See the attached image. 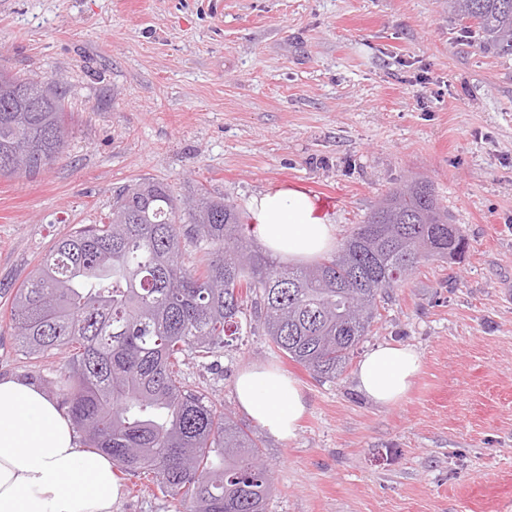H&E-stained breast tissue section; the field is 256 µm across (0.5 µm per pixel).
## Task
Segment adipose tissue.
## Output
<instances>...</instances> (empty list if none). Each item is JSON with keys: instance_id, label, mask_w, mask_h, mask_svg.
Wrapping results in <instances>:
<instances>
[{"instance_id": "obj_1", "label": "adipose tissue", "mask_w": 512, "mask_h": 512, "mask_svg": "<svg viewBox=\"0 0 512 512\" xmlns=\"http://www.w3.org/2000/svg\"><path fill=\"white\" fill-rule=\"evenodd\" d=\"M248 211L274 258L305 262L336 244L328 216L298 187L267 189ZM420 368L415 349L381 344L361 358L357 387L376 404H395ZM236 393L240 407L280 439L295 435L307 411L303 389L272 366L242 370ZM120 489L111 456L83 444L65 407L29 379L0 376V512H116Z\"/></svg>"}]
</instances>
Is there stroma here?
<instances>
[{"label": "stroma", "instance_id": "1", "mask_svg": "<svg viewBox=\"0 0 512 512\" xmlns=\"http://www.w3.org/2000/svg\"><path fill=\"white\" fill-rule=\"evenodd\" d=\"M461 28L448 0H0V67L63 77L69 128L61 160L0 178V376L31 373L14 289L124 186L154 178L242 211L270 187L321 191L341 240L390 189L426 181L469 249L421 263L358 346L419 352L401 401L359 392L354 360L313 377L259 328L184 372L249 427L243 368L303 388L295 437L259 433L267 512H512V54ZM422 72L444 84L423 108ZM121 485L118 512L176 510L151 478Z\"/></svg>", "mask_w": 512, "mask_h": 512}]
</instances>
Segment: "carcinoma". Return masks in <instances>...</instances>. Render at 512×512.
<instances>
[{
  "label": "carcinoma",
  "instance_id": "cac0c4a2",
  "mask_svg": "<svg viewBox=\"0 0 512 512\" xmlns=\"http://www.w3.org/2000/svg\"><path fill=\"white\" fill-rule=\"evenodd\" d=\"M483 46L512 53V0H448ZM64 98L55 81L0 70V178L32 177L63 157ZM235 203L175 197L144 179L123 188L101 224L59 239L16 289L9 321L24 356L62 355L48 393L69 408L87 447L122 472L153 475L184 512H267L262 439L182 366L262 325L317 378L340 376L378 302L424 259L468 243L425 181L390 191L336 252L283 267L253 248ZM202 253L184 258L186 247Z\"/></svg>",
  "mask_w": 512,
  "mask_h": 512
}]
</instances>
